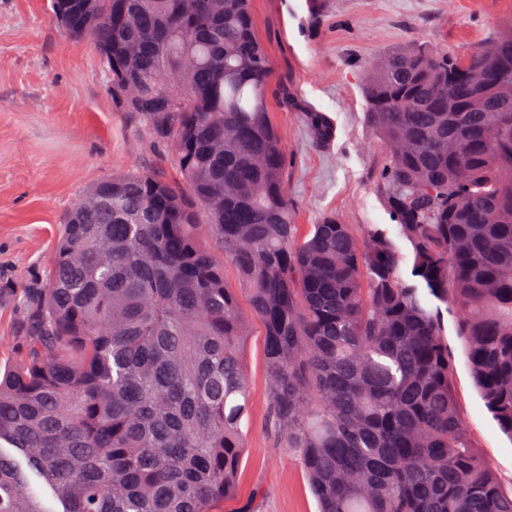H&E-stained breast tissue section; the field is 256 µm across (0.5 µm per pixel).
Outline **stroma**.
<instances>
[{
	"label": "stroma",
	"mask_w": 512,
	"mask_h": 512,
	"mask_svg": "<svg viewBox=\"0 0 512 512\" xmlns=\"http://www.w3.org/2000/svg\"><path fill=\"white\" fill-rule=\"evenodd\" d=\"M50 0H0V280L19 283L45 266L67 214L88 187L155 163L143 127L112 102L91 39H70ZM272 64L267 100L288 154L286 181L300 226L336 214L355 234L391 216L380 179L386 149L362 95L365 61L427 41L465 55L512 32V0H326L311 25L305 0H252ZM326 112L336 138L314 148L303 114ZM457 408L473 447L512 491V438L485 407L466 363L454 312L444 314ZM263 327L251 320L244 362L250 389L247 443L224 512H317L308 477L271 427Z\"/></svg>",
	"instance_id": "1"
}]
</instances>
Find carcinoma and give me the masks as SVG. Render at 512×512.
<instances>
[{"mask_svg":"<svg viewBox=\"0 0 512 512\" xmlns=\"http://www.w3.org/2000/svg\"><path fill=\"white\" fill-rule=\"evenodd\" d=\"M57 1L67 35L94 39L112 102L180 179L142 168L93 184L85 195L105 202L78 201L45 270L0 287L21 344L0 370V512H218L234 495L249 319L227 264L264 327L277 441L319 512H512L457 411L440 307L512 436V123L495 111L512 106V41L369 61L362 94L395 223L357 236L326 214L302 234L251 0ZM132 76L136 102L122 95ZM304 122L312 146L334 141L326 113ZM213 193L224 211L207 209Z\"/></svg>","mask_w":512,"mask_h":512,"instance_id":"carcinoma-1","label":"carcinoma"}]
</instances>
